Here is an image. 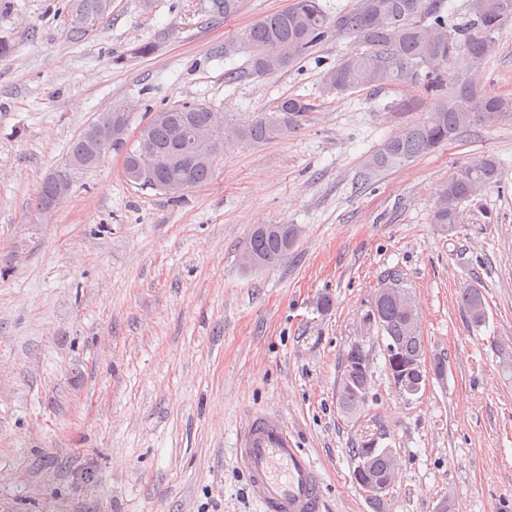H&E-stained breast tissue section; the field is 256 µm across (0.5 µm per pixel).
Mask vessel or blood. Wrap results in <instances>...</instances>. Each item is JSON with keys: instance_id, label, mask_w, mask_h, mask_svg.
Wrapping results in <instances>:
<instances>
[{"instance_id": "b4317fda", "label": "vessel or blood", "mask_w": 512, "mask_h": 512, "mask_svg": "<svg viewBox=\"0 0 512 512\" xmlns=\"http://www.w3.org/2000/svg\"><path fill=\"white\" fill-rule=\"evenodd\" d=\"M260 512H322L323 478L279 418L254 415L236 450Z\"/></svg>"}]
</instances>
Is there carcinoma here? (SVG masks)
Returning a JSON list of instances; mask_svg holds the SVG:
<instances>
[{
	"mask_svg": "<svg viewBox=\"0 0 512 512\" xmlns=\"http://www.w3.org/2000/svg\"><path fill=\"white\" fill-rule=\"evenodd\" d=\"M242 0H208L203 10L231 17ZM473 18L453 27L445 13L447 0H361L359 7L336 18V30L354 37L359 48L349 53L324 78L330 93L345 94L360 87H381L392 83H421L437 93L434 108L417 122L402 127L378 148L365 155L360 179L367 183L380 173L425 156L456 139L464 130L482 124L512 121V98L490 94L465 77L452 73L461 53L482 61L495 47L494 34L502 22L512 17V0H472ZM331 19L320 0H291L283 10L256 21L242 34L252 49L248 74L271 75L296 61L314 47L329 28ZM211 108L205 105L172 106L169 118L148 123L143 128L144 143L125 155V176L156 190L169 193L181 185L184 190L207 183L214 175L211 166L170 163L153 175L152 181L132 178L138 149L147 143L174 155L186 144L189 129L207 120ZM312 105L298 97L283 98L272 112H261L244 128L224 122L220 154L240 143H266L282 138L297 127L299 118ZM94 124L127 125L129 113L119 109L101 112ZM68 159L82 165L65 164L58 173L72 178L76 171L89 170L100 163L98 149L87 132L71 144ZM500 180V167L490 155L477 158L448 176L436 191L431 223L449 236L458 232L464 210ZM56 181L47 178L38 206L45 213L55 208ZM300 229L295 224H262L254 228L240 249L243 267L249 271L273 267L295 247ZM458 301L471 327L479 328L487 318L484 294L474 283L458 291ZM363 332L377 330L386 339V368L399 383L410 379L424 362L425 347L419 331V312L400 271L383 276L374 298L360 318ZM370 354L366 345L354 342L343 355L336 383V401L348 416L364 413L370 388ZM385 431L364 436L353 450L356 465L387 480L397 477L395 454L379 447Z\"/></svg>",
	"mask_w": 512,
	"mask_h": 512,
	"instance_id": "1",
	"label": "carcinoma"
}]
</instances>
